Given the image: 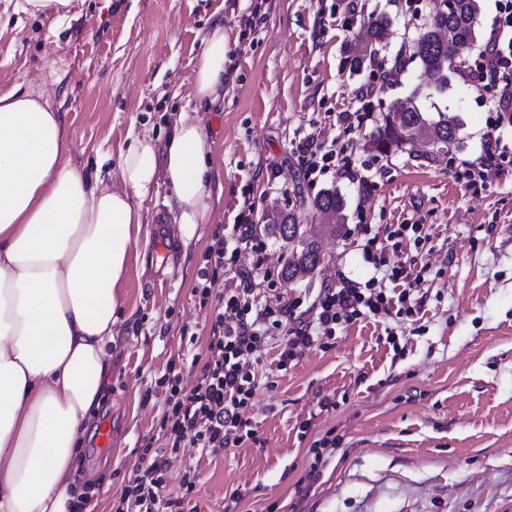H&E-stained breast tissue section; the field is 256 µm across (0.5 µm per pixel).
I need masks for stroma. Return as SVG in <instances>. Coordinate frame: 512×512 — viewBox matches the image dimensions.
Segmentation results:
<instances>
[{"instance_id": "35a3bbf8", "label": "stroma", "mask_w": 512, "mask_h": 512, "mask_svg": "<svg viewBox=\"0 0 512 512\" xmlns=\"http://www.w3.org/2000/svg\"><path fill=\"white\" fill-rule=\"evenodd\" d=\"M23 3L0 0V94H44L62 118L71 165L120 188V150L136 137L165 141L182 114L201 120L212 142L203 223H173L163 182L139 203L143 236L173 237L175 254L159 279L151 250H140L122 288L99 403L112 417V455L86 446L77 458L79 483L99 486L92 512H113L143 446L164 442L158 379L170 367L189 385L200 374L215 309L200 306L193 289L213 237L232 244L240 213L258 225L333 189L346 200L347 233L322 238L321 268L283 279L290 250L268 236L261 253L225 265L214 295L246 283L307 306L320 288L365 283L375 270L358 247L364 224L381 238L419 225L390 256L421 276L419 288L401 304L405 279L380 281L389 313L343 325L288 370L277 364L279 339L270 340L256 365L253 438L215 456L170 455L168 493L191 469L197 487L183 512H227L237 494V512H512V172L478 192L456 177L487 133L512 148V124L489 130L491 93L458 74L438 91L414 64L393 77L345 64L372 13L393 21L382 50L390 59L430 21L435 0H71L62 19L24 12ZM217 23L229 75L200 102L194 69ZM366 87L374 93L364 98ZM409 97L461 120L463 143L451 158L372 148L383 105ZM310 139L349 158L363 183L306 180L297 148ZM325 400L335 410L322 411ZM318 440L327 443L320 476L298 489Z\"/></svg>"}]
</instances>
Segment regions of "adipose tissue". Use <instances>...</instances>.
<instances>
[{"label": "adipose tissue", "instance_id": "adipose-tissue-1", "mask_svg": "<svg viewBox=\"0 0 512 512\" xmlns=\"http://www.w3.org/2000/svg\"><path fill=\"white\" fill-rule=\"evenodd\" d=\"M223 25L204 39L193 95L224 80ZM59 113L42 95H0V512H68L73 453L108 378L112 327L136 207L158 181L179 224L204 221L213 192L203 127L178 118L164 145L133 139L118 156L121 189L63 157Z\"/></svg>", "mask_w": 512, "mask_h": 512}]
</instances>
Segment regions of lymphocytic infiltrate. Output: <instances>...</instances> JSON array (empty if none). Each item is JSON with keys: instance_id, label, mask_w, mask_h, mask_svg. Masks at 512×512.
<instances>
[{"instance_id": "f902f5d3", "label": "lymphocytic infiltrate", "mask_w": 512, "mask_h": 512, "mask_svg": "<svg viewBox=\"0 0 512 512\" xmlns=\"http://www.w3.org/2000/svg\"><path fill=\"white\" fill-rule=\"evenodd\" d=\"M464 81L494 96L490 128H497L512 115V0H497L492 35L479 50L472 66L466 67ZM507 149L498 139H486L481 155L467 164L463 176L468 186H484L499 180ZM333 152L321 151L313 143L298 148V161L306 177L336 172L357 182L351 162L337 166ZM236 245L226 249L221 237H214L204 260L202 281L194 288L200 304H208L212 287L224 273L225 256L239 257L257 251L258 239L251 224L235 226ZM386 296L371 284L360 287L320 289L306 310L283 296H256L249 287L228 296L216 311L200 375L192 387H184L180 375L170 373L161 381L167 388L166 411L160 428L166 450L144 447L139 475L120 492L115 512H181V498L167 496L168 452L185 447L215 453L242 443L243 428L257 387L254 365L265 350L272 329L284 328L278 366L287 369L303 351L334 336L337 325L357 321L365 313H378Z\"/></svg>"}]
</instances>
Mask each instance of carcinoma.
Listing matches in <instances>:
<instances>
[{"instance_id": "cac0c4a2", "label": "carcinoma", "mask_w": 512, "mask_h": 512, "mask_svg": "<svg viewBox=\"0 0 512 512\" xmlns=\"http://www.w3.org/2000/svg\"><path fill=\"white\" fill-rule=\"evenodd\" d=\"M454 2L455 8L451 12L434 14L430 24L399 53L402 66L417 63L427 84L440 91L448 86L449 48L461 44L474 45L481 39L478 30L479 0ZM390 26L391 20L383 12L368 17L364 22L366 38L351 57L350 70L358 71L367 62H378ZM420 129L447 142L448 150L452 152L459 150L462 144L459 120L441 114L434 118L410 99H395L381 112L371 144L379 153L401 151L411 145V134ZM308 206L315 211L331 212L334 223L328 225L329 233L340 237L344 234L345 200L335 189L317 194L309 205L302 200L297 209L267 215L263 219V234L275 236L292 247V259L282 269V276L288 281L301 280L313 273L321 257L318 242L308 235L306 225L301 223L302 210Z\"/></svg>"}]
</instances>
